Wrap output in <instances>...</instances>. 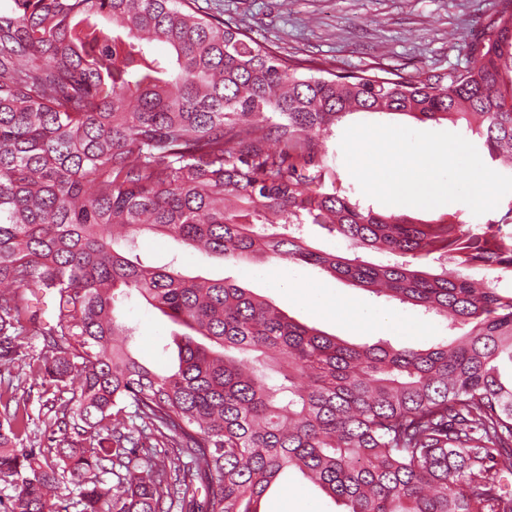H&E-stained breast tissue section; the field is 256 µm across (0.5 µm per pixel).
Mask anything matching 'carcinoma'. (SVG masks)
Masks as SVG:
<instances>
[{
  "label": "carcinoma",
  "instance_id": "1",
  "mask_svg": "<svg viewBox=\"0 0 512 512\" xmlns=\"http://www.w3.org/2000/svg\"><path fill=\"white\" fill-rule=\"evenodd\" d=\"M473 64L419 80L307 76L195 0H9L0 6V366L32 328L34 380L66 392L46 439L4 405L0 512H256L299 470L346 512H512V292L461 273H512V222L414 224L351 200L319 150L353 113L463 120L485 160L512 165V0H499ZM319 224L365 265L315 252ZM150 231L223 259L319 267L448 320L428 349L353 346L224 279L147 265ZM435 258L430 273L416 263ZM137 295L202 338L158 373L119 318ZM278 360L282 380L248 365ZM118 494L109 496L106 476ZM305 238L307 244L316 251L341 255L348 258H354L356 256L362 261L373 264H380L389 259L384 252L373 248L351 250L346 241L315 224H307L305 227Z\"/></svg>",
  "mask_w": 512,
  "mask_h": 512
}]
</instances>
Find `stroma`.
<instances>
[{
    "mask_svg": "<svg viewBox=\"0 0 512 512\" xmlns=\"http://www.w3.org/2000/svg\"><path fill=\"white\" fill-rule=\"evenodd\" d=\"M196 5L282 54L309 61L311 68L364 75L385 70L413 80L465 67L463 41L482 31L497 0H196ZM340 141L337 134L326 140L328 163L336 171L337 187L360 197L363 205L405 215L417 224H433L452 214L444 204L421 209L372 201L350 174ZM305 238L316 251L356 256L373 264L387 260L377 249H349L346 241L315 224L306 226ZM136 252L143 261L170 263L191 276L232 279L271 300L294 321L354 345L388 341L397 347L426 349L448 334L443 320L420 307L376 296L311 266L284 260H221L148 232L137 235ZM123 318L135 329L129 346L143 363L161 373L176 365V342L185 327L140 298L127 306ZM9 370L19 379L14 397L32 418L30 434L42 436L47 395L34 385L24 362ZM257 507L259 512H345L342 503L295 469L267 490Z\"/></svg>",
    "mask_w": 512,
    "mask_h": 512,
    "instance_id": "obj_1",
    "label": "stroma"
}]
</instances>
